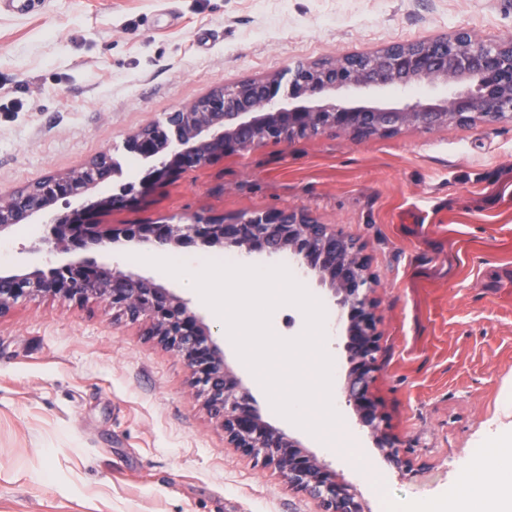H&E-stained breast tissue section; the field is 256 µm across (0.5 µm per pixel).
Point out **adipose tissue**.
Wrapping results in <instances>:
<instances>
[{
  "label": "adipose tissue",
  "instance_id": "adipose-tissue-1",
  "mask_svg": "<svg viewBox=\"0 0 512 512\" xmlns=\"http://www.w3.org/2000/svg\"><path fill=\"white\" fill-rule=\"evenodd\" d=\"M412 512H512V434L463 466L449 501L418 502Z\"/></svg>",
  "mask_w": 512,
  "mask_h": 512
}]
</instances>
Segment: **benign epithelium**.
Listing matches in <instances>:
<instances>
[{"mask_svg": "<svg viewBox=\"0 0 512 512\" xmlns=\"http://www.w3.org/2000/svg\"><path fill=\"white\" fill-rule=\"evenodd\" d=\"M421 86L445 93L395 107L375 101L387 90ZM477 119L512 123L511 38L491 43L459 29L432 40L395 42L373 53L336 55L264 78L217 86L164 120L127 135L124 152L149 163L147 174L138 181L97 195L98 188L121 170L118 156L104 151L69 171L0 195V237L42 217L45 241L71 256L51 267L53 277L24 264L0 268V317L17 303L38 296L108 303L113 316L144 323L145 335L184 359L192 388L220 419L232 447L278 470L290 487L315 499L321 512H365L354 486L263 419L242 381L224 363L212 327L185 299L151 278L80 253L122 238L161 251L202 245L237 248L245 257L288 254L303 276L316 277L336 298V327L345 337L349 362L347 406L383 457L397 470L411 472L413 461L391 433L373 395L380 351L375 280L355 240L316 222L303 207L231 220L197 216L161 224H105L100 217L138 205L184 172L270 141L289 144L304 135L338 132L363 142L404 128L428 131Z\"/></svg>", "mask_w": 512, "mask_h": 512, "instance_id": "obj_1", "label": "benign epithelium"}]
</instances>
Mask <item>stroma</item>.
<instances>
[{"label":"stroma","mask_w":512,"mask_h":512,"mask_svg":"<svg viewBox=\"0 0 512 512\" xmlns=\"http://www.w3.org/2000/svg\"><path fill=\"white\" fill-rule=\"evenodd\" d=\"M467 29L512 37V0H46L0 12V193L120 149L210 89L336 54ZM304 207L362 245L382 334L373 392L404 441L392 468L344 399L348 463L278 414L232 348L224 361L263 419L354 484L370 512L448 499L458 466L512 430V125L476 121L356 142L268 143L181 174L107 224ZM41 223L0 239V265L48 264ZM114 260L217 318L181 279ZM106 303L36 297L0 318V512H319L274 469L224 441L183 358ZM374 474L361 482L356 465Z\"/></svg>","instance_id":"1"}]
</instances>
